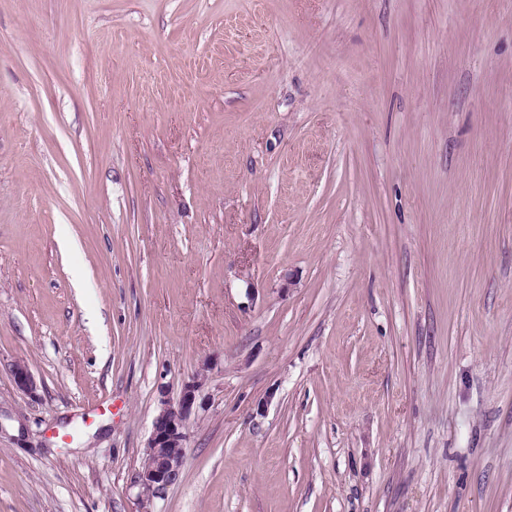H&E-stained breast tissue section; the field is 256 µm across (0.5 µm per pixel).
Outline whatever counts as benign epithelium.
Returning a JSON list of instances; mask_svg holds the SVG:
<instances>
[{"mask_svg": "<svg viewBox=\"0 0 512 512\" xmlns=\"http://www.w3.org/2000/svg\"><path fill=\"white\" fill-rule=\"evenodd\" d=\"M10 372L15 385L21 391L28 394L35 392L36 383L25 362L19 360L12 363ZM203 382L202 372L185 382L175 404L171 403L166 391L160 392L152 433L135 480L138 497L148 504L153 499L162 497L167 488L176 483L182 474L187 421L194 411Z\"/></svg>", "mask_w": 512, "mask_h": 512, "instance_id": "1", "label": "benign epithelium"}]
</instances>
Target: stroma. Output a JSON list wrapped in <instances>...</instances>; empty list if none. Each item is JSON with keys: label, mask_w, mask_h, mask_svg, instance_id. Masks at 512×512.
<instances>
[{"label": "stroma", "mask_w": 512, "mask_h": 512, "mask_svg": "<svg viewBox=\"0 0 512 512\" xmlns=\"http://www.w3.org/2000/svg\"><path fill=\"white\" fill-rule=\"evenodd\" d=\"M201 371L154 512H512V0H0V512Z\"/></svg>", "instance_id": "1"}]
</instances>
